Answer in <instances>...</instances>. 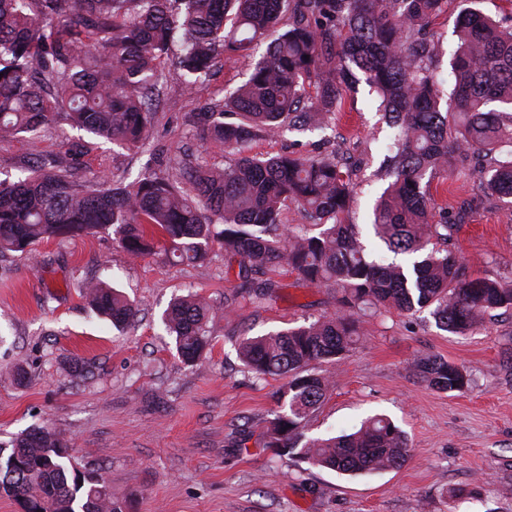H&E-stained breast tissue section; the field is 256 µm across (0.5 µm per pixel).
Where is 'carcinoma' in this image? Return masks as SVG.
I'll return each instance as SVG.
<instances>
[{
	"mask_svg": "<svg viewBox=\"0 0 512 512\" xmlns=\"http://www.w3.org/2000/svg\"><path fill=\"white\" fill-rule=\"evenodd\" d=\"M446 2L0 0L1 139L37 135L59 119L99 140L143 148L159 120L163 62L172 60L190 86L217 56L267 41L246 82L192 115L199 140L233 156L224 169L181 158L120 186L86 185L77 177L84 146L76 143L0 180V253L27 255L40 240L102 230L140 257L153 251L158 233L165 253L192 262L205 260L218 241L227 263L238 261L240 288L253 304L275 300L266 274L283 264L307 285L336 289V314L238 342L254 375L291 376L276 394L264 446L347 475L401 466L406 435L383 416L325 439L306 440L304 430L330 386L317 368L350 352L368 314L429 308L440 327L464 336L492 312L512 309L511 282L468 276L447 248L448 212L434 220L429 193L430 178L481 154L490 158L484 189L512 199V26L464 0L445 100L443 51L432 26ZM356 70L396 129L380 162L394 180L374 209V233L395 254L427 250L409 268L368 255L357 226L341 221L358 171L343 154L245 153L249 142L285 128L326 126L358 82ZM290 204L317 234L309 224L285 231ZM66 287L80 289L115 326L137 314L133 302L100 280L71 276ZM209 313L187 298L167 313V331L187 364L203 358ZM416 369L440 392L469 385L467 371L443 358H424ZM0 493L29 512H123L106 485L80 479L70 446L48 428L18 436L0 458Z\"/></svg>",
	"mask_w": 512,
	"mask_h": 512,
	"instance_id": "1",
	"label": "carcinoma"
}]
</instances>
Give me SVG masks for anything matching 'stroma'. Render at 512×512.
<instances>
[{"label":"stroma","instance_id":"35a3bbf8","mask_svg":"<svg viewBox=\"0 0 512 512\" xmlns=\"http://www.w3.org/2000/svg\"><path fill=\"white\" fill-rule=\"evenodd\" d=\"M251 61L218 58L209 75L185 87L164 70L163 117L147 148L90 145L83 181L119 184L189 152L220 169L222 148L202 146L189 116L246 79ZM391 131L375 93L358 82L327 129L288 131L250 142L251 155L310 156L338 150L360 156ZM78 132L60 124L38 138L0 140V157L25 163L62 153ZM437 175L430 192L455 225L450 246L469 275L512 282V201L487 195L480 166ZM376 167L361 170L346 223L357 225L367 250L385 253L371 222L389 184ZM114 281L137 305L115 329L98 318L69 275ZM278 298L257 306L224 300L238 290L237 265L212 244L205 261L164 254L134 258L110 234L37 243L31 255L0 256V446L21 432L50 426L73 445L78 465L101 476L124 512H512V310L459 336L440 329L429 310L365 317L358 345L323 365L330 389L307 437L352 431L384 414L408 436L400 468L340 475L264 447L263 435L282 375L258 378L238 358L239 336L302 325L336 311V292L301 284L278 268ZM194 294L211 307L210 346L201 365L179 358L161 316L171 299ZM438 356L471 376L461 393H442L416 372ZM93 374L72 375L73 358ZM25 370L18 381L17 370Z\"/></svg>","mask_w":512,"mask_h":512}]
</instances>
